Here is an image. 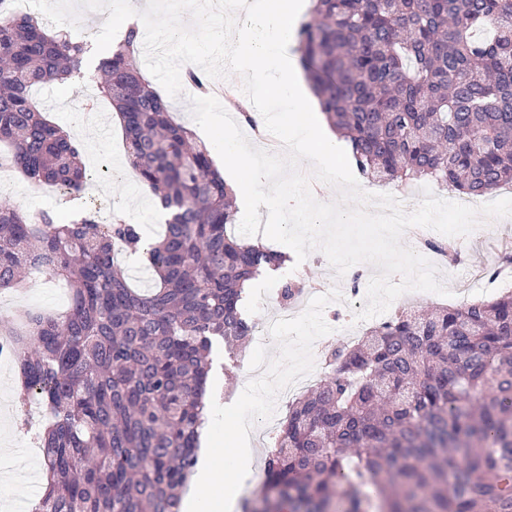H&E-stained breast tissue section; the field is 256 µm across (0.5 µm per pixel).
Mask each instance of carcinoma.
<instances>
[{
  "label": "carcinoma",
  "instance_id": "1",
  "mask_svg": "<svg viewBox=\"0 0 512 512\" xmlns=\"http://www.w3.org/2000/svg\"><path fill=\"white\" fill-rule=\"evenodd\" d=\"M0 0V144L34 186L87 172L31 90L91 72L121 116L137 180L167 218L155 241L121 215L61 221L0 203V292L66 282L60 315L0 321L33 398L45 487L34 512H181L198 461L213 343L235 361L246 289L285 256L231 231L234 196L206 145L138 66L130 27L105 56ZM300 66L369 181L468 196L512 183V0H314ZM184 82L202 95L206 75ZM141 252L142 293L118 255ZM288 405L242 512H512V292L424 317L398 311L326 356Z\"/></svg>",
  "mask_w": 512,
  "mask_h": 512
}]
</instances>
